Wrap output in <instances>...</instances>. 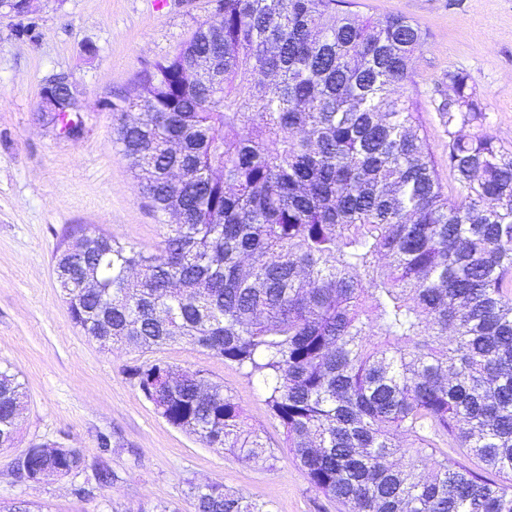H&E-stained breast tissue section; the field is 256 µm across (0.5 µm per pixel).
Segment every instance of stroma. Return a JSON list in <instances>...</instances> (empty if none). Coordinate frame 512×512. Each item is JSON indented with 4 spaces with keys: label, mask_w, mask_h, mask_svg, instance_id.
Masks as SVG:
<instances>
[{
    "label": "stroma",
    "mask_w": 512,
    "mask_h": 512,
    "mask_svg": "<svg viewBox=\"0 0 512 512\" xmlns=\"http://www.w3.org/2000/svg\"><path fill=\"white\" fill-rule=\"evenodd\" d=\"M348 11L406 18L427 34L409 66L406 94L426 129L446 191L448 133L436 110L448 74L461 71L485 106V128L512 147V0H345ZM216 9V0H36L25 17L0 15V365L27 393L11 447L0 448V507L30 512H195L190 487L220 483L271 512H340L292 461L256 378L185 342L142 353L101 348L76 327L57 288L52 257L78 228L116 235L152 252L164 228L112 144V94L132 93L138 74L172 55ZM70 79L80 138L59 135L41 91ZM163 361L203 370L223 383L261 431L270 460L210 448L169 425L132 370ZM110 448H100L99 436ZM36 443L79 449L82 471L21 481L12 463ZM108 465L114 479L99 486Z\"/></svg>",
    "instance_id": "stroma-1"
}]
</instances>
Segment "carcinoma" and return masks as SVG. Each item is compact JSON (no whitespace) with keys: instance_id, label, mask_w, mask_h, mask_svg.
Here are the masks:
<instances>
[{"instance_id":"1","label":"carcinoma","mask_w":512,"mask_h":512,"mask_svg":"<svg viewBox=\"0 0 512 512\" xmlns=\"http://www.w3.org/2000/svg\"><path fill=\"white\" fill-rule=\"evenodd\" d=\"M338 0H219L172 56L109 101L112 142L165 229L155 252L97 231L81 287L61 249L72 322L143 352L184 341L258 376L310 484L345 512H512V149L483 128L469 77L448 72L445 194L405 82L426 33ZM224 62L217 84L192 60ZM249 77L242 94L236 81ZM194 173L167 184L171 168ZM176 210L180 223L163 216ZM170 425L260 463L266 444L201 370L133 369ZM23 384L0 366V439ZM474 455L463 469L441 450ZM33 445L36 483L84 467ZM196 512H270L219 483Z\"/></svg>"}]
</instances>
